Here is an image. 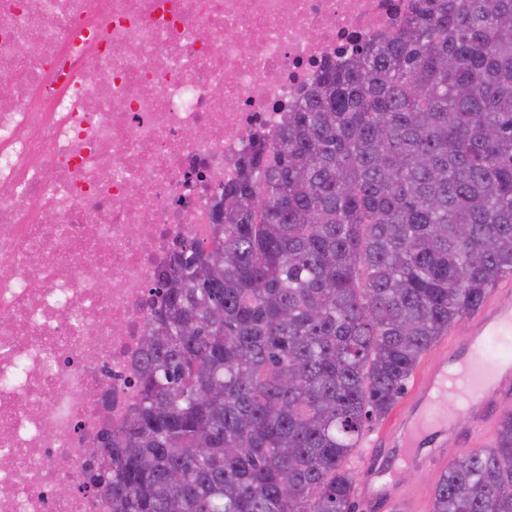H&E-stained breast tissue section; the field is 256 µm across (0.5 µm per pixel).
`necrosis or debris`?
<instances>
[{
    "label": "necrosis or debris",
    "instance_id": "4bbe7bcc",
    "mask_svg": "<svg viewBox=\"0 0 512 512\" xmlns=\"http://www.w3.org/2000/svg\"><path fill=\"white\" fill-rule=\"evenodd\" d=\"M408 4L0 0V512H112L58 487L138 405L159 274L252 141Z\"/></svg>",
    "mask_w": 512,
    "mask_h": 512
}]
</instances>
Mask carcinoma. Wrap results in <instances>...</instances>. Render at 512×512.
Listing matches in <instances>:
<instances>
[{
	"instance_id": "cac0c4a2",
	"label": "carcinoma",
	"mask_w": 512,
	"mask_h": 512,
	"mask_svg": "<svg viewBox=\"0 0 512 512\" xmlns=\"http://www.w3.org/2000/svg\"><path fill=\"white\" fill-rule=\"evenodd\" d=\"M507 274L512 0H411L182 249L99 494L112 512H355L364 430ZM430 512H512V408Z\"/></svg>"
}]
</instances>
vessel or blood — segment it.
<instances>
[{"label":"vessel or blood","instance_id":"1","mask_svg":"<svg viewBox=\"0 0 512 512\" xmlns=\"http://www.w3.org/2000/svg\"><path fill=\"white\" fill-rule=\"evenodd\" d=\"M511 335L512 286L504 284L491 289L467 335L451 340L442 362L424 378L401 414L392 433L399 460L410 467L428 468L442 459L443 449L450 443L488 449V439L499 424L496 404L512 393V357H492L487 345L491 338ZM452 379L460 380V394L466 401L477 400L486 406L484 414L465 429L456 426L464 418L465 408H450L443 402ZM362 490L368 499L378 500L397 497L402 488L375 474L363 481Z\"/></svg>","mask_w":512,"mask_h":512}]
</instances>
